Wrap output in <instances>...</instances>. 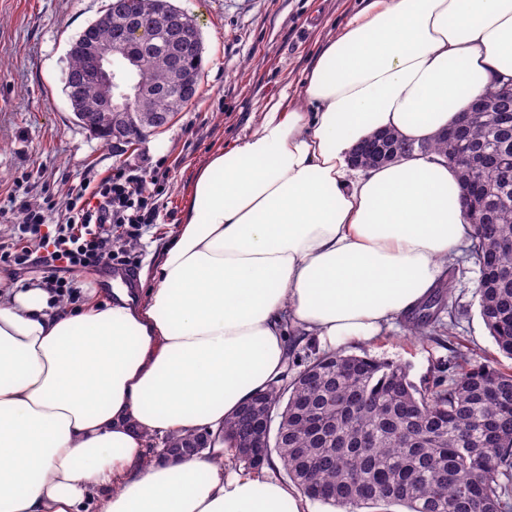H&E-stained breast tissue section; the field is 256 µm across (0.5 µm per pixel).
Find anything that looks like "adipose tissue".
Instances as JSON below:
<instances>
[{
    "label": "adipose tissue",
    "instance_id": "adipose-tissue-1",
    "mask_svg": "<svg viewBox=\"0 0 512 512\" xmlns=\"http://www.w3.org/2000/svg\"><path fill=\"white\" fill-rule=\"evenodd\" d=\"M512 77V0H368L300 97L200 170L149 288L74 309L0 274V512H307L270 469H231L224 421L287 369V334L374 341L472 231L447 158L355 174L381 131L431 142ZM209 450L146 461L151 437ZM202 436H205V439H204V442H203V445L205 447H202V448H181L183 450H186V451H191L192 453L190 455H194V454H200L204 451H206L207 449V433L204 432V433H191V434H187V435H180V436H173V437H166V439L164 441H162V444L164 446H162V448H159L156 452V456H161L164 452H166L167 450L169 449H172V448H179L180 446H186V445H194L196 442H198V439Z\"/></svg>",
    "mask_w": 512,
    "mask_h": 512
}]
</instances>
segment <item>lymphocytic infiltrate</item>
I'll use <instances>...</instances> for the list:
<instances>
[{"mask_svg": "<svg viewBox=\"0 0 512 512\" xmlns=\"http://www.w3.org/2000/svg\"><path fill=\"white\" fill-rule=\"evenodd\" d=\"M168 176L157 166L121 167L94 185L81 180L70 190L51 248L41 252L31 249L30 242L47 224L48 213L55 207L53 199L38 205L24 197L13 200L12 208L20 216L18 232L12 242L0 243V264L41 267L44 288L54 296L78 300L80 292L66 279L67 271L135 267L127 246L140 238L144 227L156 223L154 200Z\"/></svg>", "mask_w": 512, "mask_h": 512, "instance_id": "1", "label": "lymphocytic infiltrate"}]
</instances>
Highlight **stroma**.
I'll return each mask as SVG.
<instances>
[{
  "instance_id": "obj_1",
  "label": "stroma",
  "mask_w": 512,
  "mask_h": 512,
  "mask_svg": "<svg viewBox=\"0 0 512 512\" xmlns=\"http://www.w3.org/2000/svg\"><path fill=\"white\" fill-rule=\"evenodd\" d=\"M172 2L202 31L199 90L167 128L131 146L84 129L65 93L70 43L108 0H0V206L23 195L61 202L84 177L167 160L169 181L155 199L160 217L132 249L141 277L152 275L182 224L198 170L247 136L282 96L295 95L326 39L362 6V0ZM478 277L473 263L461 262L444 331L429 327L414 339L400 320L375 342L354 347V354L408 364L416 382L446 367L458 343L470 348L473 361L497 356L479 313Z\"/></svg>"
}]
</instances>
